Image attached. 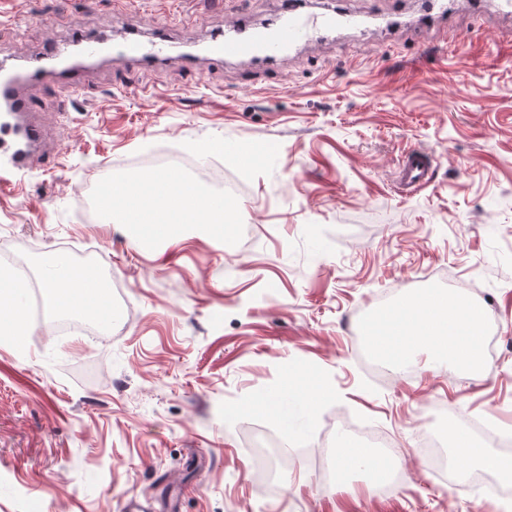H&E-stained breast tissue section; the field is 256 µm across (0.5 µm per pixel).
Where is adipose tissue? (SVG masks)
I'll return each instance as SVG.
<instances>
[{
    "label": "adipose tissue",
    "instance_id": "obj_1",
    "mask_svg": "<svg viewBox=\"0 0 512 512\" xmlns=\"http://www.w3.org/2000/svg\"><path fill=\"white\" fill-rule=\"evenodd\" d=\"M168 181V175H160L136 195L120 198L117 209L124 224L137 237L146 241L174 240L193 216L200 217L206 231L223 232L230 222L226 214L209 210L207 197L194 189L183 185L174 189ZM46 288L51 305L73 314L81 312L83 307L77 289L94 294L105 291L106 286L91 274L70 280L66 285L51 279ZM482 323L480 307L464 301L451 304L446 298L436 296L412 299L383 311L370 321L367 332L372 348L384 357L411 360L424 350L431 358L477 371L485 364L479 333ZM453 453L466 468L491 471L504 481H512V458L476 449L466 435L455 434ZM360 467L367 468L378 479L388 470L387 465L374 461L369 449L343 441L333 463L337 481H344L351 471Z\"/></svg>",
    "mask_w": 512,
    "mask_h": 512
}]
</instances>
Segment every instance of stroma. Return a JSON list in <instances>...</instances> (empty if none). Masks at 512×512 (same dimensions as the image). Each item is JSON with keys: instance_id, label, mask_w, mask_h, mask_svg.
Wrapping results in <instances>:
<instances>
[{"instance_id": "stroma-1", "label": "stroma", "mask_w": 512, "mask_h": 512, "mask_svg": "<svg viewBox=\"0 0 512 512\" xmlns=\"http://www.w3.org/2000/svg\"><path fill=\"white\" fill-rule=\"evenodd\" d=\"M426 10L420 0H313L356 14L316 43L270 63L146 65L118 59L36 88L54 134L48 164L12 171L0 189V290L25 265L44 299L51 263L66 258L119 282L123 302L89 305L91 330L60 329L44 310L25 336H0V512H124L127 498L173 495L175 512H512L467 485L433 482L418 440H452L458 411L512 431V14L498 0ZM281 0H0V64L17 67L75 40L120 48L166 23L173 47L207 43L225 14L254 24ZM156 85L148 100L140 90ZM224 143V176L239 187L236 224L248 248L189 226L173 242H138L119 222L86 223L75 187L102 170L155 176L150 158ZM433 156L431 184L396 192L400 157ZM329 232L316 240L313 230ZM438 292L483 308L497 336L485 370L419 355L378 379L348 325L376 301ZM298 393L280 416L254 395ZM325 390L309 402L306 393ZM389 432L404 479L376 494L367 469L323 488L308 448L346 439L336 415ZM292 447L274 482L257 479L260 428Z\"/></svg>"}]
</instances>
